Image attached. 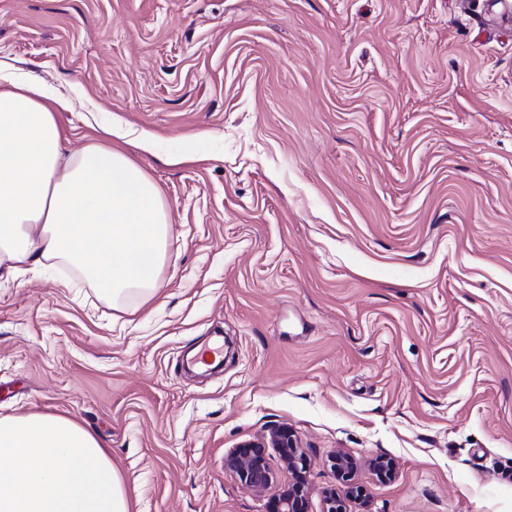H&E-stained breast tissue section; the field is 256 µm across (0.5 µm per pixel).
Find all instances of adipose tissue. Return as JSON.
<instances>
[{
	"label": "adipose tissue",
	"instance_id": "ef3b65f1",
	"mask_svg": "<svg viewBox=\"0 0 512 512\" xmlns=\"http://www.w3.org/2000/svg\"><path fill=\"white\" fill-rule=\"evenodd\" d=\"M69 99L11 76L0 87V271L81 267L113 309L155 295L169 220L154 181L99 143L62 147ZM0 512H131L123 477L74 420L0 417Z\"/></svg>",
	"mask_w": 512,
	"mask_h": 512
}]
</instances>
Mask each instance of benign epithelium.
I'll return each mask as SVG.
<instances>
[{"mask_svg":"<svg viewBox=\"0 0 512 512\" xmlns=\"http://www.w3.org/2000/svg\"><path fill=\"white\" fill-rule=\"evenodd\" d=\"M278 449L282 462L293 473V482L267 505V512H306L305 483L302 473L307 468V457L294 431L286 424L273 427L268 434L232 449L224 456V470L231 472L239 483L254 493L263 492L276 480L265 451ZM331 467L341 487L328 491L327 512H343V500L354 496L351 478L356 462L349 456L337 454Z\"/></svg>","mask_w":512,"mask_h":512,"instance_id":"obj_1","label":"benign epithelium"}]
</instances>
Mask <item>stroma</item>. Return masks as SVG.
I'll return each instance as SVG.
<instances>
[{"label":"stroma","instance_id":"1","mask_svg":"<svg viewBox=\"0 0 512 512\" xmlns=\"http://www.w3.org/2000/svg\"><path fill=\"white\" fill-rule=\"evenodd\" d=\"M0 58L170 217L135 313L73 266L0 278V417L89 429L133 512H266L278 450L259 495L224 456L282 423L308 512L338 453L345 512H512V0H0ZM356 466V462L351 457L341 453L331 459V467L335 471L341 487L328 491L326 496L327 512H343V500L354 496L355 490L350 481Z\"/></svg>","mask_w":512,"mask_h":512}]
</instances>
